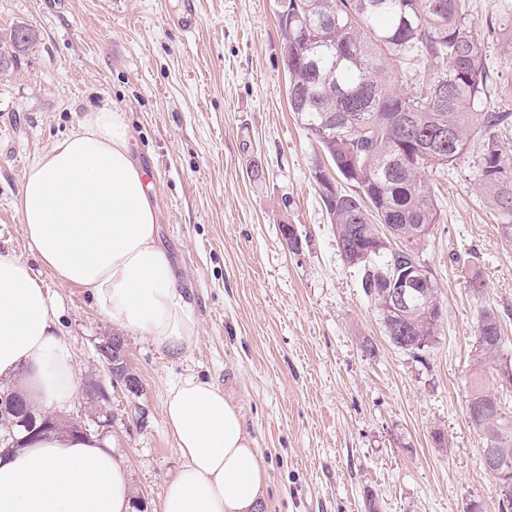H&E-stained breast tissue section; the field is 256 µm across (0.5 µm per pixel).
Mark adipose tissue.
<instances>
[{"mask_svg":"<svg viewBox=\"0 0 512 512\" xmlns=\"http://www.w3.org/2000/svg\"><path fill=\"white\" fill-rule=\"evenodd\" d=\"M17 206L39 262L85 288L112 325L173 357L194 347L197 324L159 243L124 112L85 113L27 167ZM0 379L40 407H63L76 390L52 299L11 253H0ZM163 412L183 464L159 512H261L265 464L223 389L194 375L173 379ZM132 500L124 453L97 437L48 433L0 456V512H132Z\"/></svg>","mask_w":512,"mask_h":512,"instance_id":"obj_1","label":"adipose tissue"}]
</instances>
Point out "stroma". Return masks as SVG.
I'll return each instance as SVG.
<instances>
[{"mask_svg":"<svg viewBox=\"0 0 512 512\" xmlns=\"http://www.w3.org/2000/svg\"><path fill=\"white\" fill-rule=\"evenodd\" d=\"M277 0H200L201 25H170L178 0H0V36L38 35L0 76V252L33 263L55 303L77 379L104 376L96 345L116 328L89 293L34 263L17 209L23 173L85 112H126L148 170L159 238L198 325L185 356L125 333L143 390L109 389L112 432L136 495L155 512L182 464L163 418L167 382L196 375L241 408L267 465L265 512H499L466 413L480 307L512 331V247L501 242L473 155L436 177L440 222L422 255L440 292L439 340L422 356L386 335L360 275L344 265L314 178L320 149L288 106ZM512 0H473L494 78L512 113V61L488 16ZM294 225L298 249L281 234ZM474 256L486 288L468 286ZM377 347L364 356L362 340Z\"/></svg>","mask_w":512,"mask_h":512,"instance_id":"1","label":"stroma"}]
</instances>
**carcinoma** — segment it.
Returning a JSON list of instances; mask_svg holds the SVG:
<instances>
[{"instance_id":"cac0c4a2","label":"carcinoma","mask_w":512,"mask_h":512,"mask_svg":"<svg viewBox=\"0 0 512 512\" xmlns=\"http://www.w3.org/2000/svg\"><path fill=\"white\" fill-rule=\"evenodd\" d=\"M284 41L291 111L318 143L327 164L315 179L341 259L361 272V286L394 346L412 356L439 339L441 304L429 279L398 322L411 336L395 337L386 311L389 279L422 263L420 254L439 221L428 174L457 164L478 143L475 169L500 239L512 245V167L503 163L501 129L512 120L488 102L489 73L469 0H288L277 5ZM32 29L10 31L0 44V72L19 68ZM417 59L427 79L412 91L391 86L394 67ZM397 249L385 246L388 238ZM384 242L379 253L367 249ZM470 358L466 412L482 441V460L512 463V354L501 316L478 312ZM0 447L16 421L49 411L0 384Z\"/></svg>"}]
</instances>
